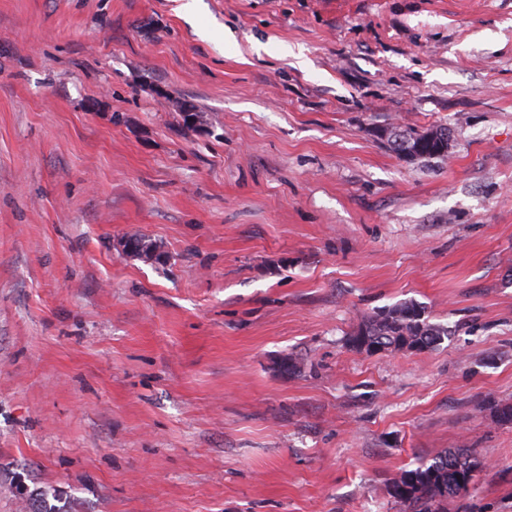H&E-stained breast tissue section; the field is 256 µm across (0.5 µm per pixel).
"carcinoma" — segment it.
I'll return each instance as SVG.
<instances>
[{
    "instance_id": "carcinoma-1",
    "label": "carcinoma",
    "mask_w": 512,
    "mask_h": 512,
    "mask_svg": "<svg viewBox=\"0 0 512 512\" xmlns=\"http://www.w3.org/2000/svg\"><path fill=\"white\" fill-rule=\"evenodd\" d=\"M134 250L127 255L160 261L165 253L156 252L152 240L133 238ZM450 335L447 327L425 317L419 305L405 302L382 310L347 336L348 347L358 353L415 351L435 348ZM471 461L456 450H446L416 468L404 471L390 486V495L408 512H447L448 500L460 493V479L473 476ZM12 493L25 500L28 512H64L48 502V492L31 493L20 484L9 485Z\"/></svg>"
}]
</instances>
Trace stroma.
<instances>
[{
    "label": "stroma",
    "mask_w": 512,
    "mask_h": 512,
    "mask_svg": "<svg viewBox=\"0 0 512 512\" xmlns=\"http://www.w3.org/2000/svg\"><path fill=\"white\" fill-rule=\"evenodd\" d=\"M183 2L0 0V512H404L449 448L512 512V0ZM450 334L447 326L425 317L418 304L405 302L370 317L347 336L346 343L358 353L422 352L435 348ZM20 486L23 487V490H20ZM10 488L12 489V493L25 500L28 505V512H65L62 508L57 507L56 505H50L48 502V492L40 491L38 493H30L28 489L21 483H10Z\"/></svg>",
    "instance_id": "obj_1"
}]
</instances>
